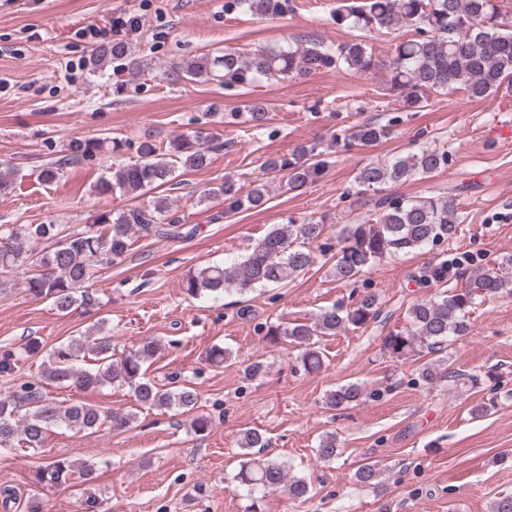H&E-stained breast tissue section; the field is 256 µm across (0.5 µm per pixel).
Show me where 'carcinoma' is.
<instances>
[{
	"label": "carcinoma",
	"mask_w": 512,
	"mask_h": 512,
	"mask_svg": "<svg viewBox=\"0 0 512 512\" xmlns=\"http://www.w3.org/2000/svg\"><path fill=\"white\" fill-rule=\"evenodd\" d=\"M505 0H361V5L336 10L332 20L357 29H376L387 34L404 27L415 31L381 58L363 40L326 45L312 38L296 47L255 50L226 49L220 54H203L170 68V80L186 83L219 82L226 87L279 81L301 77L324 69L343 68L359 74L383 72L387 90L401 97L408 110L423 107L428 92L462 86L469 98L485 100L503 86H512V31L501 27L512 13ZM290 8L289 0H225L224 11L247 13L274 19ZM92 73L110 66L116 73L135 80L142 61L131 43L120 37L97 46L90 58ZM242 132L245 136L274 134L267 121V108L261 102L243 107ZM392 118L388 124L366 122L332 133L330 150L302 145L290 158H272L264 166L287 172L288 189L299 190L319 178L329 166L328 155L341 146L369 147L394 134ZM131 147L117 137H76L69 141L65 154L45 164L39 178L51 183L76 163L92 161L107 151L116 155ZM224 147L223 135L206 127L182 133L164 147L146 136L138 141L135 156L121 158L115 171L101 177L95 191L101 195L119 193L137 198L150 189L170 184L180 168L197 171L209 165L210 154ZM448 166V150L426 147L417 153L397 156L360 169L355 177L358 192L379 195L372 213L341 232L343 245L322 241L325 227L317 222H293L273 226L254 245L251 252L228 266H206L190 275L184 285L192 298L217 297L224 293L242 294L257 286L282 284L304 273L316 262L308 245L318 243L320 255L330 264L336 282L354 284L358 277L383 260L400 253L436 246L456 238L458 216L450 197L408 199L385 193L386 186L403 183L414 175L430 176ZM19 170L0 172V195L11 193ZM266 185L252 183L247 191L230 177L208 189L204 199L224 201V215L253 209L266 202ZM184 223L173 213L167 198L156 197L147 208L134 207L103 211L81 231H67L60 224H1L0 270L22 275L28 295L48 299L61 311L75 303L86 308L99 304L97 293L86 286L106 261L125 256L138 236L174 239L182 236ZM466 286L452 294L439 295L414 304L409 310L410 325L385 337L384 346L396 359L432 355L420 373L430 385L446 382L452 373L438 371L442 362L435 354L447 348L453 338L465 335L467 314L479 298L512 294V276L502 267L469 268ZM448 282V258L441 253L418 276V283L430 287ZM378 299L365 294L350 302L340 301L313 319L270 324L265 336L273 344L282 341L301 349V363L308 371L322 368L324 356L318 340L365 328L376 318ZM161 344L146 338L139 345L114 359L112 327L101 320L80 338L52 347L42 380L23 383L20 390L0 395V451L22 446L35 454L44 452L53 429L65 428L87 434L100 431L121 432L135 419L123 410H103L87 403H70L54 398L47 386L76 391L126 385L143 407L171 409L189 415L190 429L203 435L211 420L198 413V393L174 377L159 383L147 371L161 352ZM367 396L365 387L346 384L329 391L325 405L333 410L347 409ZM269 440L257 429L243 434L239 448L244 450L237 478L253 493L280 486L295 499L309 493L303 477L289 476L284 464L260 454ZM318 460L332 462L340 455L336 434L323 435L315 449ZM95 465L77 466L66 457H53L40 466L36 481L55 486L77 478L86 483L94 479Z\"/></svg>",
	"instance_id": "carcinoma-1"
}]
</instances>
